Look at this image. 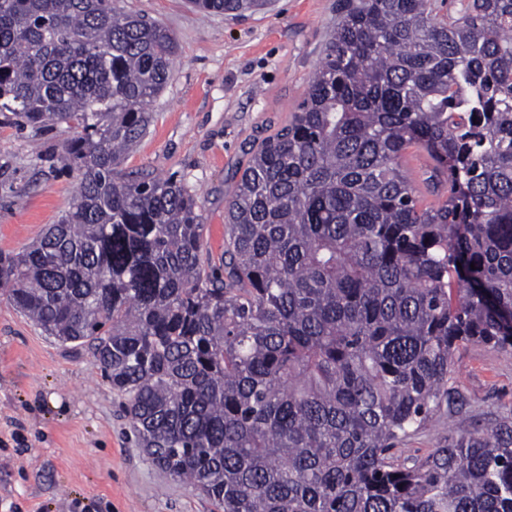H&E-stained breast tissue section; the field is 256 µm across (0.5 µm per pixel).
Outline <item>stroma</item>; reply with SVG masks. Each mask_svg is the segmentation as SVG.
<instances>
[{"label":"stroma","instance_id":"stroma-1","mask_svg":"<svg viewBox=\"0 0 512 512\" xmlns=\"http://www.w3.org/2000/svg\"><path fill=\"white\" fill-rule=\"evenodd\" d=\"M166 26L178 52L154 119L126 155L128 173L173 176L203 202L202 258L221 268L224 208L252 153L287 124L339 20L338 0H267L207 13L189 0H119ZM66 127L21 128L0 112V251L58 223L79 188ZM449 386L457 403L408 437L426 457L459 423L512 416V349L461 346ZM122 400L87 348L46 336L0 300V512H212L208 499L139 448Z\"/></svg>","mask_w":512,"mask_h":512}]
</instances>
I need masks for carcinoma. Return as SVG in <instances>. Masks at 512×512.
I'll return each mask as SVG.
<instances>
[{
  "label": "carcinoma",
  "instance_id": "cac0c4a2",
  "mask_svg": "<svg viewBox=\"0 0 512 512\" xmlns=\"http://www.w3.org/2000/svg\"><path fill=\"white\" fill-rule=\"evenodd\" d=\"M176 53L113 0H0V112L66 126L80 178L0 252V297L89 347L140 447L217 512H512V419L399 448L449 400L456 348L512 347V0H342L230 193L223 278L196 195L120 169ZM411 146L448 185L429 206ZM405 159L407 161L408 168L412 173L414 181L413 184L418 195L424 198L426 203L435 201L437 195L435 193H431V189L424 182V170L429 169L431 166V161L426 153L415 147H411L408 148Z\"/></svg>",
  "mask_w": 512,
  "mask_h": 512
}]
</instances>
